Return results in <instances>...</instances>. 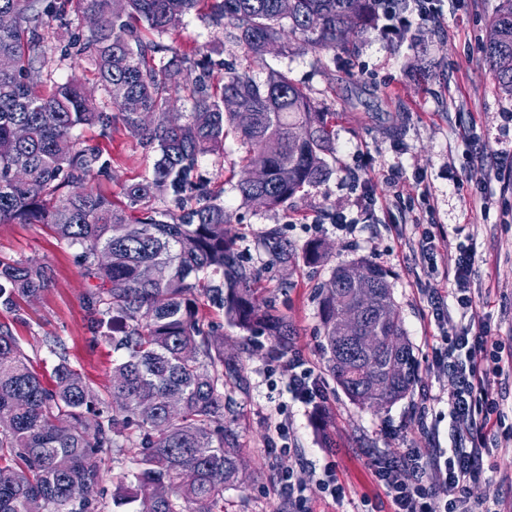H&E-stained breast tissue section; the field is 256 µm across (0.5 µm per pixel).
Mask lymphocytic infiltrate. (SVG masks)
Segmentation results:
<instances>
[{
  "instance_id": "obj_1",
  "label": "lymphocytic infiltrate",
  "mask_w": 512,
  "mask_h": 512,
  "mask_svg": "<svg viewBox=\"0 0 512 512\" xmlns=\"http://www.w3.org/2000/svg\"><path fill=\"white\" fill-rule=\"evenodd\" d=\"M370 11L380 23L383 38L399 39L413 21L440 24L444 0H371ZM421 247L442 255L444 276L450 284L448 297L459 309L470 310L473 300L468 284L475 270V253L452 248L449 240H437L428 233L423 234ZM445 298L433 297L431 307L442 337L451 345L449 358L438 359L437 364L448 375V412L459 431L460 444L446 455L407 448L399 458L371 460L369 469L390 499L392 512H499L495 500L475 506L469 484L481 477L479 464L487 440L500 424L489 373L492 367L512 365V352L488 344L487 325L454 323ZM284 369L294 400L318 409L320 391L314 367L295 357Z\"/></svg>"
}]
</instances>
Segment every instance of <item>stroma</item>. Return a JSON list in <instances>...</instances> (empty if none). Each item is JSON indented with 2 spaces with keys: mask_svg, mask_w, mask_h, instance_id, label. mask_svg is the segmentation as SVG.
Returning <instances> with one entry per match:
<instances>
[{
  "mask_svg": "<svg viewBox=\"0 0 512 512\" xmlns=\"http://www.w3.org/2000/svg\"><path fill=\"white\" fill-rule=\"evenodd\" d=\"M502 0H457L440 27L416 25L400 40L377 30L349 36L346 47L321 54L303 43L272 51L257 63L243 49L223 42L218 27L191 13L157 35L189 61L211 55L210 81L224 80L225 65L264 82L269 70L288 72L325 112L334 135L328 158L331 172L320 184L298 194L288 208L269 210L240 201L243 148L235 137L224 141L223 157L207 156L201 169L220 191L233 222L244 261L261 276L264 296L288 315L294 330L291 356L314 366L323 395L324 418L295 401L280 358L269 355L270 337L255 338L225 325L218 308H204L207 320L221 323L224 354L234 358L245 389H230L233 416L250 471L224 493V512H288V493L280 482L283 465H292L306 484L313 512H391V502L372 479L368 463L404 448L444 452L457 430L448 416V378L436 364L442 341L430 300L448 293L442 270H429L418 249L422 229L447 235L452 245L471 248L477 258L470 282L473 309L467 317L490 323L493 338L512 344V190L487 176L475 158L479 147L512 163V94L502 90L483 52L490 19ZM42 90L73 80L91 90L99 103L107 96L95 78L90 58L52 59ZM81 140L100 146L106 173L89 182L105 195L121 199L124 183L145 172L142 149L125 130L101 136L83 127ZM397 169L407 180L408 196L395 202L382 179ZM357 219L354 235L336 231L332 216ZM279 225L296 247L323 241L325 262L300 264L292 274L269 269L262 231ZM77 248L61 244L41 224L0 223V256L46 265L51 283L37 298L24 299L15 312L0 309V324L18 340L33 367L49 374L55 361L46 346L59 338L71 365L99 394L110 385L112 347L104 329L91 322L86 308L89 282L77 260ZM366 258L386 268L405 331L414 347L420 378L404 399L373 413L350 401L330 376L322 352L318 284L328 282L337 265ZM501 424L483 457L484 478L471 483L473 503L497 497L501 512H512V367L492 375ZM290 430V456L275 427ZM138 449H106L102 454L99 512H120L112 501L116 485L135 469ZM332 472L346 490L343 503L332 502L318 480Z\"/></svg>",
  "mask_w": 512,
  "mask_h": 512,
  "instance_id": "stroma-1",
  "label": "stroma"
}]
</instances>
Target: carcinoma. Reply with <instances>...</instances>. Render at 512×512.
Masks as SVG:
<instances>
[{"label":"carcinoma","instance_id":"1","mask_svg":"<svg viewBox=\"0 0 512 512\" xmlns=\"http://www.w3.org/2000/svg\"><path fill=\"white\" fill-rule=\"evenodd\" d=\"M292 3L285 13L279 0H0V15L13 18L0 28V222L47 224L59 241L79 247L84 275L94 281L87 308L123 351L105 401L55 346L46 384L0 327V512H27L36 499L44 512H96L101 454L121 440L140 457L132 488H117L113 500L136 504L133 512H188L201 498L209 512H221L224 491L249 470L235 422L224 420L232 408L226 388L245 379L224 358V333L200 313L202 300L218 306L230 326L274 337L277 356L290 350L293 327L273 300L259 296V274L241 260L225 228L232 214L199 159L224 154L234 133L245 147L243 167L262 172L256 183L238 182L242 203L276 210L328 176L332 131L288 73L273 71L258 83L227 68L215 91L210 61L196 63L199 74L185 80L187 59L136 23L164 33L204 9L224 42L259 61L272 42L286 48L298 39L321 53L369 26V0ZM70 5L84 16L110 15L112 23L54 46L43 17L66 26ZM56 53L93 58L112 111L75 81L40 91ZM484 54L512 93V0L492 16ZM182 92L192 99L188 114L172 105ZM116 122L135 133L151 167L124 185L120 202L85 186L106 164L75 135L88 126L105 136ZM19 125L28 129L24 141L14 136ZM168 198L178 210L165 205ZM261 245L268 265L283 272L326 255L320 240L297 252L277 225L264 230ZM331 282L335 287L319 285L327 370L350 400L378 412L419 380L388 272L359 258L337 267ZM48 285L45 267L0 257L4 310Z\"/></svg>","mask_w":512,"mask_h":512}]
</instances>
